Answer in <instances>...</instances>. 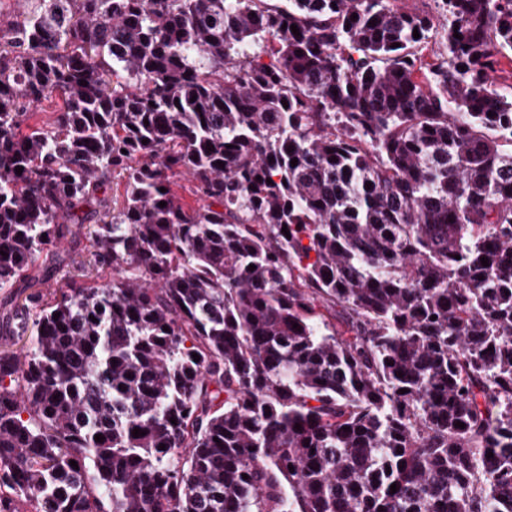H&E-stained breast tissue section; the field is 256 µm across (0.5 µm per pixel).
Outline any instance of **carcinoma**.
I'll return each mask as SVG.
<instances>
[{"instance_id": "cac0c4a2", "label": "carcinoma", "mask_w": 512, "mask_h": 512, "mask_svg": "<svg viewBox=\"0 0 512 512\" xmlns=\"http://www.w3.org/2000/svg\"><path fill=\"white\" fill-rule=\"evenodd\" d=\"M285 2L0 11V512H512V0ZM408 10L420 15L430 17L438 32H441L445 17L442 10V3L439 0H402ZM90 251L88 229L83 230L80 239L73 241L68 238L59 246H50L47 251L41 254L37 265L41 266L46 258L48 263L51 261L52 257L57 255L63 260L60 266L57 265V268L51 272V276L47 279L19 282V284L16 285L17 288L11 289V295L0 290V316L4 312L15 311L17 308L21 307L25 296L30 293L43 294L47 300H50L55 292H58L60 288H65L66 283L71 280L90 281L96 278L98 268L93 265V258ZM80 261L85 262V271H87L85 273L88 274V278L82 277V272L77 268L78 262ZM90 261L91 265L89 264ZM16 294H20V296L16 298ZM6 296H8V299L5 298Z\"/></svg>"}]
</instances>
